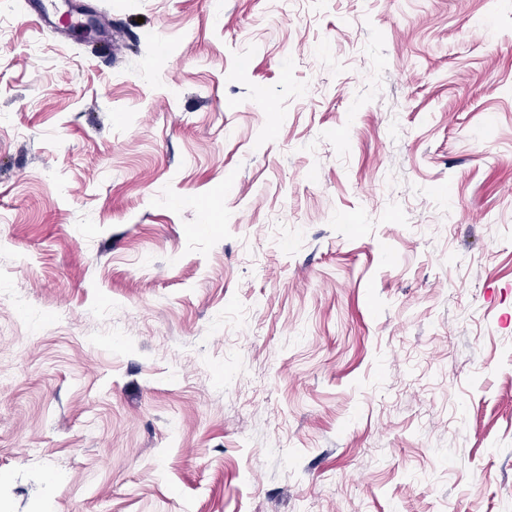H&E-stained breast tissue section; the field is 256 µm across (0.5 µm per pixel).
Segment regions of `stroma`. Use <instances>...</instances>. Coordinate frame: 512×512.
<instances>
[{
    "label": "stroma",
    "instance_id": "35a3bbf8",
    "mask_svg": "<svg viewBox=\"0 0 512 512\" xmlns=\"http://www.w3.org/2000/svg\"><path fill=\"white\" fill-rule=\"evenodd\" d=\"M0 0V512H512V0Z\"/></svg>",
    "mask_w": 512,
    "mask_h": 512
}]
</instances>
